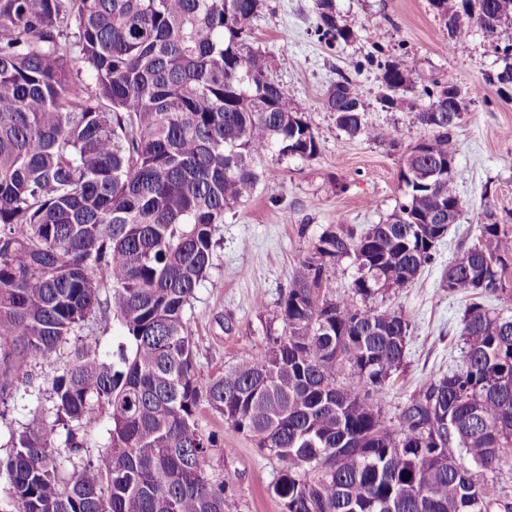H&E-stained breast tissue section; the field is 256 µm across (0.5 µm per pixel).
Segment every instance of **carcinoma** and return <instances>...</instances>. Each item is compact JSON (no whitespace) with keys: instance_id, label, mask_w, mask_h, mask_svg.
Segmentation results:
<instances>
[{"instance_id":"1","label":"carcinoma","mask_w":512,"mask_h":512,"mask_svg":"<svg viewBox=\"0 0 512 512\" xmlns=\"http://www.w3.org/2000/svg\"><path fill=\"white\" fill-rule=\"evenodd\" d=\"M430 2L455 47L475 12L497 18L491 37L512 28V0ZM261 4L0 0V404L29 394L30 369L71 346L50 405L37 401L10 434L7 497L15 512H225L228 485L208 474L220 439L198 423L205 405L276 459L285 512H512L483 477L512 467V231L490 203L441 273L448 293L468 296L461 364L383 413L412 320L378 298L434 263L463 211L465 103L448 111L451 78L421 105L412 62L383 67V107L428 131L421 155L400 157L403 201L378 224L325 229L279 302L281 333L197 378L187 310L224 211L256 192L257 160L320 150L303 107L247 43ZM314 4L327 40L353 37L333 0ZM511 58L507 45L500 84H512ZM362 98L343 75L325 106L348 136L397 149L395 131L363 122ZM441 202L452 220L425 223ZM345 261L354 274L336 299L323 277ZM109 316L124 332L110 360L87 330Z\"/></svg>"}]
</instances>
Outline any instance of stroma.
<instances>
[{
    "label": "stroma",
    "instance_id": "obj_1",
    "mask_svg": "<svg viewBox=\"0 0 512 512\" xmlns=\"http://www.w3.org/2000/svg\"><path fill=\"white\" fill-rule=\"evenodd\" d=\"M334 5L353 32L352 39L334 45L317 32L313 0H263L249 24V45L266 55L271 77L302 105L320 151L311 160L269 154L258 161L255 194L224 212L214 266L195 291L189 326L200 381L257 355L278 330V303L318 236L332 224L362 229L393 213L403 200L400 152L426 132L412 113L382 108L379 75L386 62L410 60L416 96L451 79L465 97L467 109L456 130L464 210L438 245L435 263L385 297L413 321L405 369L385 396L383 411L392 417L422 380L460 363L465 300L442 288L441 272L477 213L492 203L500 223L512 225V85L496 81L504 66L499 48L512 44V28L494 38L472 25L465 51L453 53L429 0H334ZM342 73L362 87L366 123L396 131L398 149L338 129L325 100ZM68 359L63 351L54 365L33 367L31 397L9 403L0 414V458L11 452V431L32 421L35 398H48L53 376ZM199 424L221 442L209 475L230 487L226 512H283L274 493L275 460L208 408H201Z\"/></svg>",
    "mask_w": 512,
    "mask_h": 512
}]
</instances>
